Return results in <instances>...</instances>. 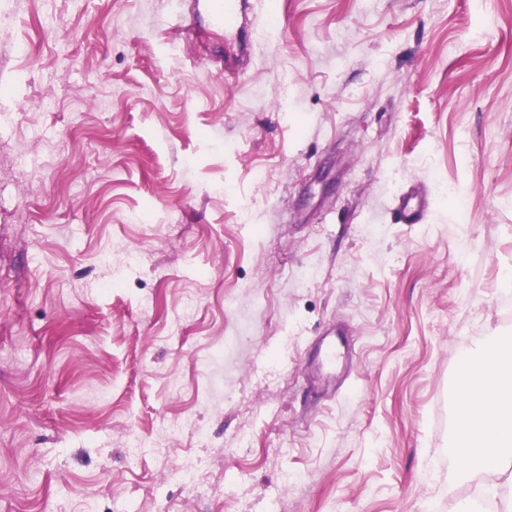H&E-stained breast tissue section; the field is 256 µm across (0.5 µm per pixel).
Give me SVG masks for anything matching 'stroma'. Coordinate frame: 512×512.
<instances>
[{
	"mask_svg": "<svg viewBox=\"0 0 512 512\" xmlns=\"http://www.w3.org/2000/svg\"><path fill=\"white\" fill-rule=\"evenodd\" d=\"M180 13L0 0V512H506L448 444L512 335V0ZM191 10H203L211 20L224 27V35L244 42L256 29V6L245 0H194ZM429 207L428 197L415 187L398 198L396 211L401 224L423 223Z\"/></svg>",
	"mask_w": 512,
	"mask_h": 512,
	"instance_id": "obj_1",
	"label": "stroma"
}]
</instances>
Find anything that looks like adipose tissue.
Masks as SVG:
<instances>
[{"label":"adipose tissue","mask_w":512,"mask_h":512,"mask_svg":"<svg viewBox=\"0 0 512 512\" xmlns=\"http://www.w3.org/2000/svg\"><path fill=\"white\" fill-rule=\"evenodd\" d=\"M459 422L448 448L467 474L507 476L512 457V337L490 343L479 362L460 364Z\"/></svg>","instance_id":"obj_1"}]
</instances>
